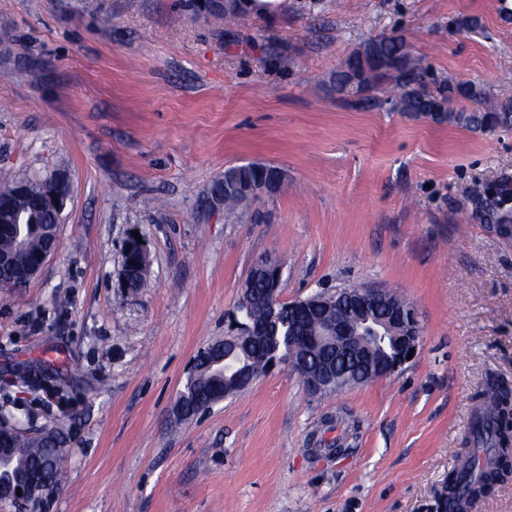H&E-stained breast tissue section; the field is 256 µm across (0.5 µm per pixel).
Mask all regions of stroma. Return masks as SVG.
I'll return each instance as SVG.
<instances>
[{"instance_id":"stroma-1","label":"stroma","mask_w":512,"mask_h":512,"mask_svg":"<svg viewBox=\"0 0 512 512\" xmlns=\"http://www.w3.org/2000/svg\"><path fill=\"white\" fill-rule=\"evenodd\" d=\"M381 35L434 84L512 99V0H282L234 25L210 0H0V171L71 184L55 253L0 288V399L73 426L44 512H441L478 392L512 387V128L390 110L391 80L372 107L336 92ZM250 162L282 185L225 219L209 188ZM133 232L150 256L136 290ZM267 254L286 302L352 283L403 296L417 357L323 397L281 364L176 422ZM23 366L67 410L13 385ZM129 249H136V253L139 255V261L136 265H131L130 263L134 262L136 259V253L131 252L126 256L127 262H130L127 264L124 261H122L121 264V276H122V283L123 281H126V285L124 287L126 288H132L131 278L133 273L137 274L139 277L144 276L145 274H148V267H149V255L146 246L144 245L143 241L142 243H138L135 236H132L129 241L127 242V245L125 247V250L123 252V255H126Z\"/></svg>"}]
</instances>
